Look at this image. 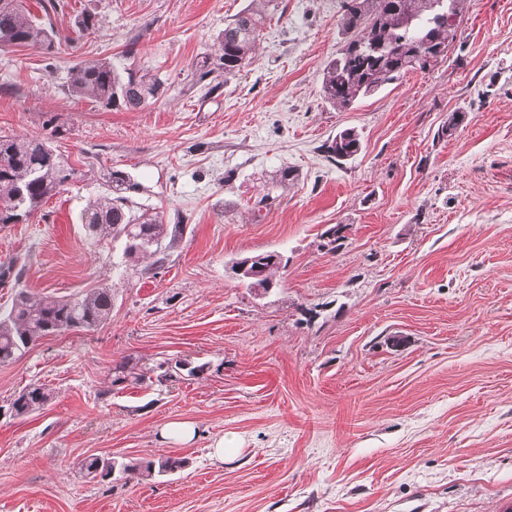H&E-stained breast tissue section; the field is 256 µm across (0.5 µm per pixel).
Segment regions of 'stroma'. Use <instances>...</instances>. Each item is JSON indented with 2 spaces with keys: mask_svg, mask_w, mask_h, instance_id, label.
<instances>
[{
  "mask_svg": "<svg viewBox=\"0 0 512 512\" xmlns=\"http://www.w3.org/2000/svg\"><path fill=\"white\" fill-rule=\"evenodd\" d=\"M277 3L228 78L201 65L256 0H67L55 54L0 51V135L50 139L75 169L28 223L0 226V267L26 264L0 305L18 286L114 296L106 325L0 366V405L33 383L53 393L0 417V512H512V0H465L443 59L345 110L321 92L344 0ZM86 9L92 36L74 28ZM88 59L170 90L98 107L68 88ZM347 128L362 148L339 161L326 147ZM115 171L184 228L158 274L81 222ZM266 251L288 264L261 295L230 265ZM126 356L204 370L110 389ZM177 420L193 440L166 434ZM221 436L235 457L210 455ZM92 454L187 464L97 483L77 469Z\"/></svg>",
  "mask_w": 512,
  "mask_h": 512,
  "instance_id": "obj_1",
  "label": "stroma"
}]
</instances>
